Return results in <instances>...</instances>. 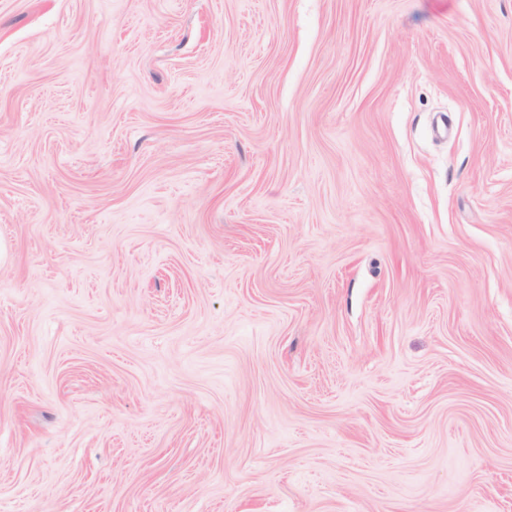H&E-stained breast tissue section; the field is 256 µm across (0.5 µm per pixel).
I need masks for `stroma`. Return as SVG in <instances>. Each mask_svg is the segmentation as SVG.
Returning a JSON list of instances; mask_svg holds the SVG:
<instances>
[{
  "mask_svg": "<svg viewBox=\"0 0 512 512\" xmlns=\"http://www.w3.org/2000/svg\"><path fill=\"white\" fill-rule=\"evenodd\" d=\"M0 512H512V0H0Z\"/></svg>",
  "mask_w": 512,
  "mask_h": 512,
  "instance_id": "1",
  "label": "stroma"
}]
</instances>
